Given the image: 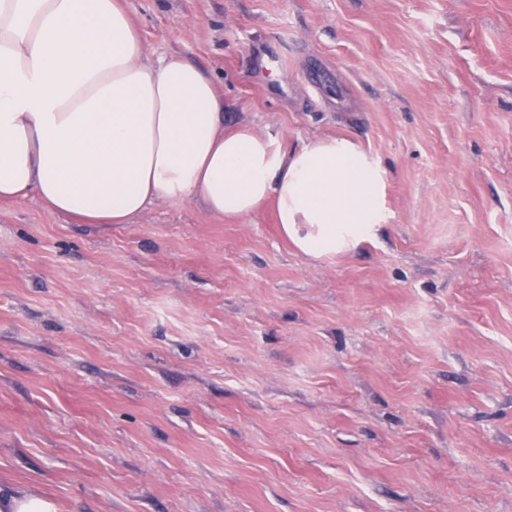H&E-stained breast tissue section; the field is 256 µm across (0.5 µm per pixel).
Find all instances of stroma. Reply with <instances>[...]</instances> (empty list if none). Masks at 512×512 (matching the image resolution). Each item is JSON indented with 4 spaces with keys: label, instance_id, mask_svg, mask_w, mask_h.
Instances as JSON below:
<instances>
[{
    "label": "stroma",
    "instance_id": "stroma-1",
    "mask_svg": "<svg viewBox=\"0 0 512 512\" xmlns=\"http://www.w3.org/2000/svg\"><path fill=\"white\" fill-rule=\"evenodd\" d=\"M129 2L229 124L355 138L390 218L313 258L268 207L1 201L0 483L57 512H512V0Z\"/></svg>",
    "mask_w": 512,
    "mask_h": 512
}]
</instances>
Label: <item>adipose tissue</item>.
I'll use <instances>...</instances> for the list:
<instances>
[{
  "instance_id": "obj_1",
  "label": "adipose tissue",
  "mask_w": 512,
  "mask_h": 512,
  "mask_svg": "<svg viewBox=\"0 0 512 512\" xmlns=\"http://www.w3.org/2000/svg\"><path fill=\"white\" fill-rule=\"evenodd\" d=\"M386 168L346 136L284 148L224 120L212 76L150 60L124 0H0V201L125 224L157 198L245 218L273 205L305 255L388 223Z\"/></svg>"
}]
</instances>
